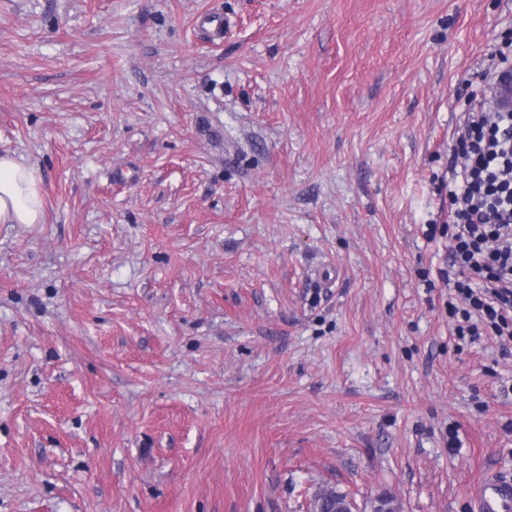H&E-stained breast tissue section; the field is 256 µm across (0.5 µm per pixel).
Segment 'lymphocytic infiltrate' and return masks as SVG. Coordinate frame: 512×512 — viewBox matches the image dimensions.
<instances>
[{
	"label": "lymphocytic infiltrate",
	"instance_id": "1",
	"mask_svg": "<svg viewBox=\"0 0 512 512\" xmlns=\"http://www.w3.org/2000/svg\"><path fill=\"white\" fill-rule=\"evenodd\" d=\"M466 162L449 189L448 316L459 340L490 334L512 344V111L469 102Z\"/></svg>",
	"mask_w": 512,
	"mask_h": 512
}]
</instances>
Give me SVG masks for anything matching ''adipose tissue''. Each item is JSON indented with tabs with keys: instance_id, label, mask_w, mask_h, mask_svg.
Listing matches in <instances>:
<instances>
[{
	"instance_id": "1",
	"label": "adipose tissue",
	"mask_w": 512,
	"mask_h": 512,
	"mask_svg": "<svg viewBox=\"0 0 512 512\" xmlns=\"http://www.w3.org/2000/svg\"><path fill=\"white\" fill-rule=\"evenodd\" d=\"M40 182V172L35 164L0 154V224L41 222Z\"/></svg>"
}]
</instances>
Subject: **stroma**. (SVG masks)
<instances>
[{"instance_id": "1", "label": "stroma", "mask_w": 512, "mask_h": 512, "mask_svg": "<svg viewBox=\"0 0 512 512\" xmlns=\"http://www.w3.org/2000/svg\"><path fill=\"white\" fill-rule=\"evenodd\" d=\"M504 57L512 0H0V512H472L512 357L431 227ZM39 168L0 154V224H38L43 217ZM349 502L346 494L331 488L315 497L314 512H352L343 511Z\"/></svg>"}]
</instances>
